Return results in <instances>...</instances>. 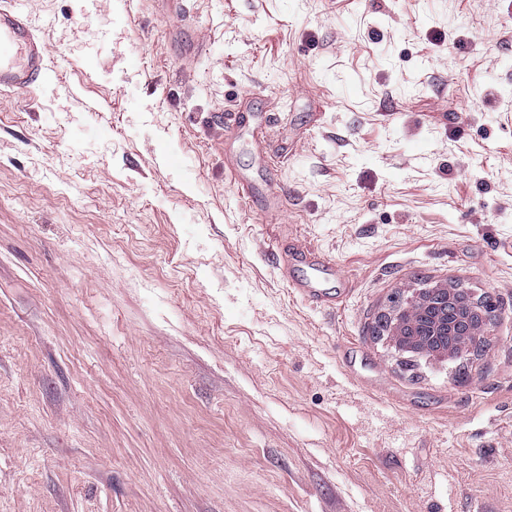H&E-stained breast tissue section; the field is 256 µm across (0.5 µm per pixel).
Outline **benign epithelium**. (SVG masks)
Segmentation results:
<instances>
[{"label":"benign epithelium","instance_id":"1","mask_svg":"<svg viewBox=\"0 0 512 512\" xmlns=\"http://www.w3.org/2000/svg\"><path fill=\"white\" fill-rule=\"evenodd\" d=\"M499 314L492 300L464 289L422 288L384 319L383 335L412 358L457 360L485 348L488 326Z\"/></svg>","mask_w":512,"mask_h":512}]
</instances>
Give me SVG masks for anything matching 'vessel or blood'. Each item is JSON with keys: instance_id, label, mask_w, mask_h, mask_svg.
<instances>
[{"instance_id": "vessel-or-blood-1", "label": "vessel or blood", "mask_w": 512, "mask_h": 512, "mask_svg": "<svg viewBox=\"0 0 512 512\" xmlns=\"http://www.w3.org/2000/svg\"><path fill=\"white\" fill-rule=\"evenodd\" d=\"M24 0H0V90L24 89L44 82L52 69L47 48L38 40L23 10ZM291 255L310 269L309 276L293 280L303 293L332 273L331 262L310 249L293 245Z\"/></svg>"}]
</instances>
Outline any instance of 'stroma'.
<instances>
[{
    "mask_svg": "<svg viewBox=\"0 0 512 512\" xmlns=\"http://www.w3.org/2000/svg\"><path fill=\"white\" fill-rule=\"evenodd\" d=\"M26 10L54 72L0 91V512H512V0ZM433 285L498 301L486 349L372 335ZM292 246L290 254L298 262L308 265L311 274L301 279H296L292 276L291 288H294L300 294L311 291L310 289L315 288V284L320 278L332 273L333 266L329 260L302 245L294 244Z\"/></svg>",
    "mask_w": 512,
    "mask_h": 512,
    "instance_id": "35a3bbf8",
    "label": "stroma"
}]
</instances>
